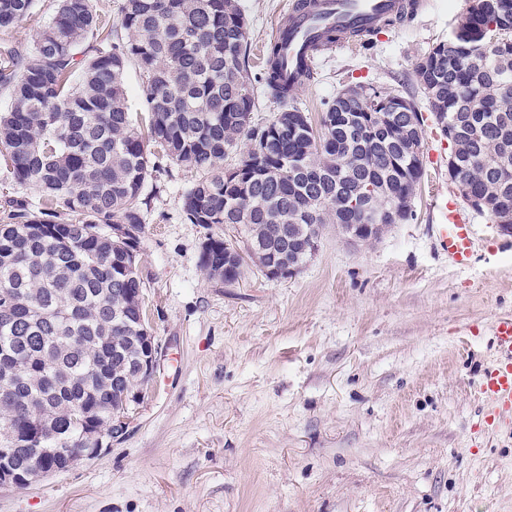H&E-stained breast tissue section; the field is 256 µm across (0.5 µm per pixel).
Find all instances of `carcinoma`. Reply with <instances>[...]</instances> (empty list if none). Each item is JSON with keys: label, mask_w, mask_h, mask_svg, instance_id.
<instances>
[{"label": "carcinoma", "mask_w": 512, "mask_h": 512, "mask_svg": "<svg viewBox=\"0 0 512 512\" xmlns=\"http://www.w3.org/2000/svg\"><path fill=\"white\" fill-rule=\"evenodd\" d=\"M34 0H0V29L32 12ZM280 46L268 43L252 73L245 18L236 0H124L108 23L92 0H59L33 47L0 42V153L16 183L40 189L42 206L27 197L0 212V368L21 366L0 384V419L14 442L0 468L28 463V430L51 424L41 447L51 466L55 448L79 447L68 407L83 405L98 429L139 350L141 279L127 262L145 228L143 191L171 160L194 171L182 212L191 224H238L245 252L221 236L202 245L210 278L232 285L244 254L256 264L278 258L285 225L318 237L327 224L365 223L347 205L360 186L376 202L414 214L423 176L424 129L397 117L417 113L414 98L373 84L358 100L341 94L327 103L319 126L296 123L302 108L288 101ZM134 63L147 133L133 120L124 71ZM416 89L429 112L448 113L463 186L492 219L512 212V0H472L446 40L416 63ZM284 103L288 120H252L258 96ZM154 144L158 151L149 149ZM245 144L238 162L224 158ZM70 211L59 221L57 208ZM127 224L135 235L108 234Z\"/></svg>", "instance_id": "obj_1"}]
</instances>
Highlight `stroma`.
<instances>
[{
	"instance_id": "1",
	"label": "stroma",
	"mask_w": 512,
	"mask_h": 512,
	"mask_svg": "<svg viewBox=\"0 0 512 512\" xmlns=\"http://www.w3.org/2000/svg\"><path fill=\"white\" fill-rule=\"evenodd\" d=\"M252 64L285 0H238ZM370 50L327 54L291 96L311 119L341 89L411 87L415 61L468 0H427ZM448 141L424 125L412 220L350 245L329 224L290 278L227 286L200 265L220 224H190L193 173L148 178L139 255L162 357L127 433L70 470L0 489V512H512V430H476L497 317L512 314V236L487 216L474 263L439 248L432 198L458 193Z\"/></svg>"
}]
</instances>
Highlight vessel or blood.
<instances>
[{"label": "vessel or blood", "instance_id": "vessel-or-blood-1", "mask_svg": "<svg viewBox=\"0 0 512 512\" xmlns=\"http://www.w3.org/2000/svg\"><path fill=\"white\" fill-rule=\"evenodd\" d=\"M310 6L299 9L290 0L288 13L292 22L288 29L274 27L272 37L284 45L281 67L290 86H299L305 74L317 62L315 47L330 29L346 30L360 27L382 30L387 19L397 24L414 20L425 8V0H309ZM440 215L436 238L442 251L460 266L470 265L474 255L471 224L448 198L434 201ZM494 359L480 375L477 394L482 404L484 429L512 426V314L499 316L489 338Z\"/></svg>", "mask_w": 512, "mask_h": 512}]
</instances>
